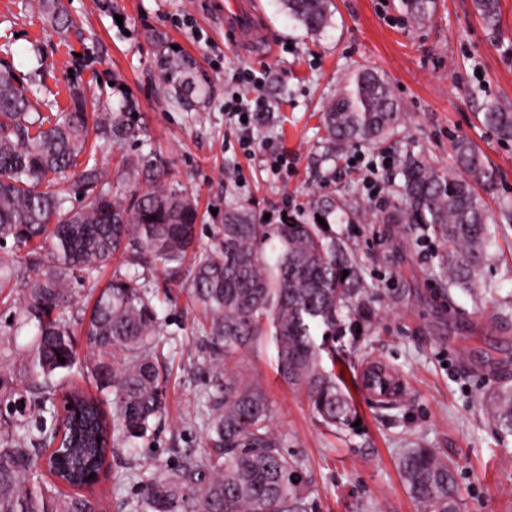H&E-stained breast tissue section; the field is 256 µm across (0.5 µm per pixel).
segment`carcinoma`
Masks as SVG:
<instances>
[{
  "label": "carcinoma",
  "mask_w": 512,
  "mask_h": 512,
  "mask_svg": "<svg viewBox=\"0 0 512 512\" xmlns=\"http://www.w3.org/2000/svg\"><path fill=\"white\" fill-rule=\"evenodd\" d=\"M403 3L419 23L436 9L435 0ZM473 5L488 28L499 26V0ZM285 6L307 32L318 34L332 0H286ZM31 8L58 28L68 22L61 0H37ZM161 69L165 97L193 110L203 90L189 63L166 54ZM40 107L13 70L0 66V247L6 248L0 309L7 317L0 321V360L9 357L5 337L16 323L36 329L19 369L0 366V410L10 417L0 431V512H95L96 503L83 494L92 483L88 476L100 473L114 446L148 437L164 414L156 366L160 285L149 274L169 279L187 261L212 374L203 449L153 474L134 512H319L299 460L282 451L260 383L239 368L238 355L255 337L269 336L278 374L304 389L323 426H351L348 397L323 367L322 354L335 358L336 343L366 333L374 317L372 286L353 255L316 224L295 216L264 224L239 203L227 205L214 241L200 249L196 198L169 182L170 169L155 149L122 160L123 174L135 185L126 196L112 192L110 170L98 155L140 136L127 105L89 113L84 92L73 87L64 111ZM401 121L389 79L367 68L351 73L323 113L335 149L387 139ZM480 122L500 141H512V110L490 103ZM452 150L453 172L420 156L405 159L401 205L384 221L420 225L449 244L437 257L438 274L448 287L471 292L486 286L485 271L494 262L496 228L478 188H492L497 172L464 138L453 140ZM72 190L82 195L76 206ZM131 243L137 258L113 271L89 315L75 316L69 280L98 283L104 267ZM75 324L85 339L81 360ZM75 365L111 401L112 418L102 410L103 398L71 388L63 447L51 451L54 377ZM479 403L497 431L512 436V384L482 393ZM398 467L421 512H458L448 460L429 448H405Z\"/></svg>",
  "instance_id": "1"
}]
</instances>
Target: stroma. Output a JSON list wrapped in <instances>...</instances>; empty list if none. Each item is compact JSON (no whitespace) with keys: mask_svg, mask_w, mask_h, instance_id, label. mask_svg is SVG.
<instances>
[{"mask_svg":"<svg viewBox=\"0 0 512 512\" xmlns=\"http://www.w3.org/2000/svg\"><path fill=\"white\" fill-rule=\"evenodd\" d=\"M28 0H0V36H10L0 62L21 83L40 71V96L55 111L67 90L84 88L89 106L128 105L139 142L116 146L107 158L139 147L160 150L174 181L191 188L202 219L196 234L208 247L229 198L270 223L303 211L324 220L328 235L357 255L374 286L376 317L349 359L324 360L341 377L359 427L321 425L305 391L276 372L268 337L241 353V366L258 379L283 437V451L300 462L320 501V512H419L398 470L402 448L421 446L456 468L460 512H512V437H501L477 397L512 373V143L497 141L479 121L487 103L512 109V0H500L498 30L487 29L473 0H436L431 21L419 25L403 0H333L328 27L307 34L283 0H254L265 19L271 51H240L215 10L216 0H63L68 31L56 33ZM190 56L195 80L207 90L185 111L162 94L161 45ZM387 76L404 113L400 133L360 143L334 155L321 114L356 69ZM254 71L261 87L241 80ZM262 96L266 109L250 132L224 110L228 91ZM467 138L498 174L486 200L499 226L496 260L487 275L485 303L435 276L442 243L421 227L381 223L393 209L407 155L453 168L450 147ZM321 209L308 207L310 199ZM191 264L173 279L158 338L167 416L153 440L136 453L115 448L88 494L97 512H132L139 495L123 475L150 476L200 449L205 435L210 377L203 367L204 317L188 295ZM379 363L408 382L398 403H377L359 384L367 364Z\"/></svg>","mask_w":512,"mask_h":512,"instance_id":"35a3bbf8","label":"stroma"}]
</instances>
